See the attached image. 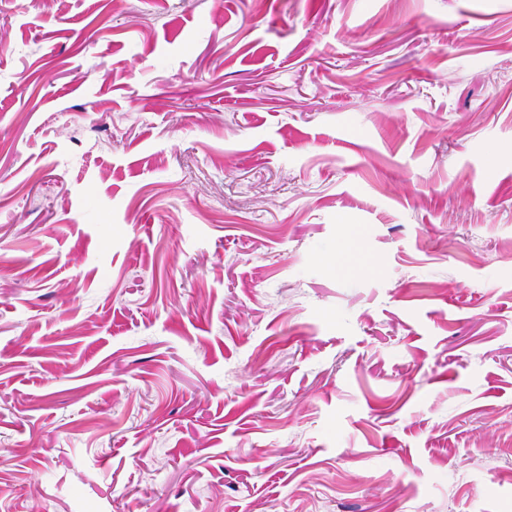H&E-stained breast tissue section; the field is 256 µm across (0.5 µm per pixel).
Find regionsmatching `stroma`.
Masks as SVG:
<instances>
[{
	"label": "stroma",
	"instance_id": "1",
	"mask_svg": "<svg viewBox=\"0 0 512 512\" xmlns=\"http://www.w3.org/2000/svg\"><path fill=\"white\" fill-rule=\"evenodd\" d=\"M0 512H512V0H0Z\"/></svg>",
	"mask_w": 512,
	"mask_h": 512
}]
</instances>
